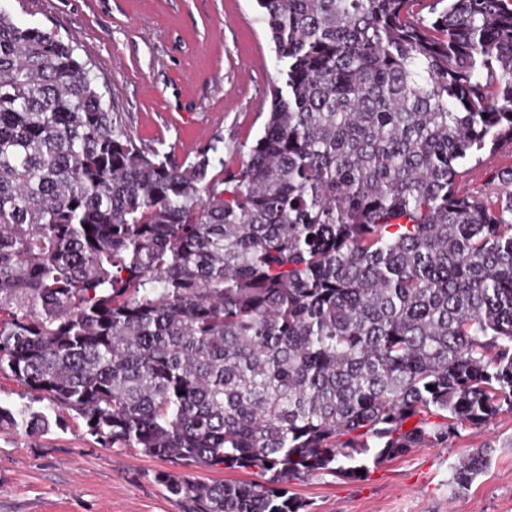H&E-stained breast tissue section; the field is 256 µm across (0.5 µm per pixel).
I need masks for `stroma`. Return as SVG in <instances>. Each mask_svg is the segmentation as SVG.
I'll use <instances>...</instances> for the list:
<instances>
[{
    "label": "stroma",
    "mask_w": 512,
    "mask_h": 512,
    "mask_svg": "<svg viewBox=\"0 0 512 512\" xmlns=\"http://www.w3.org/2000/svg\"><path fill=\"white\" fill-rule=\"evenodd\" d=\"M0 9L74 46L138 146L181 163L218 143L214 175L247 159L281 83L257 0H0ZM510 166L512 144L482 152L457 187L506 198L512 183L499 173ZM36 405L49 415L47 432L0 429V512H186L157 474L198 483L262 479L254 469L183 467L139 448L105 447L73 412ZM481 447L487 468L469 487L452 489L453 465ZM288 488L304 512H512V414L382 460L363 481L321 472Z\"/></svg>",
    "instance_id": "obj_1"
}]
</instances>
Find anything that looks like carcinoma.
<instances>
[{"label": "carcinoma", "mask_w": 512, "mask_h": 512, "mask_svg": "<svg viewBox=\"0 0 512 512\" xmlns=\"http://www.w3.org/2000/svg\"><path fill=\"white\" fill-rule=\"evenodd\" d=\"M257 2L282 85L222 178L215 144L138 148L73 48L0 11V375L104 446L270 474L159 475L191 512H300L293 480L512 414V195L456 188L512 142V0Z\"/></svg>", "instance_id": "1"}]
</instances>
